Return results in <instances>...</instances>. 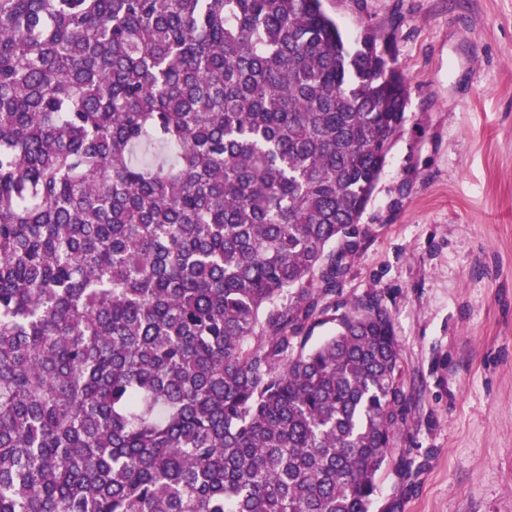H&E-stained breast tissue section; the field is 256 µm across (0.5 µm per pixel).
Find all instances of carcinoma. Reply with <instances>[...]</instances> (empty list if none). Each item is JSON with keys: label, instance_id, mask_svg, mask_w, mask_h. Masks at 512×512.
<instances>
[{"label": "carcinoma", "instance_id": "obj_1", "mask_svg": "<svg viewBox=\"0 0 512 512\" xmlns=\"http://www.w3.org/2000/svg\"><path fill=\"white\" fill-rule=\"evenodd\" d=\"M407 104L322 0H0V512H372L391 317L308 342Z\"/></svg>", "mask_w": 512, "mask_h": 512}]
</instances>
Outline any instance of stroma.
<instances>
[{
    "instance_id": "obj_1",
    "label": "stroma",
    "mask_w": 512,
    "mask_h": 512,
    "mask_svg": "<svg viewBox=\"0 0 512 512\" xmlns=\"http://www.w3.org/2000/svg\"><path fill=\"white\" fill-rule=\"evenodd\" d=\"M408 105L337 305L377 295L408 419L374 512H512V0H323Z\"/></svg>"
}]
</instances>
